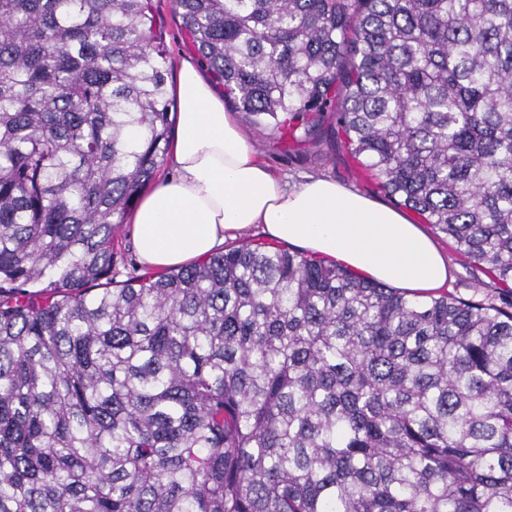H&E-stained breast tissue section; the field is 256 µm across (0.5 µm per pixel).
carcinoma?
Segmentation results:
<instances>
[{
    "instance_id": "1",
    "label": "carcinoma",
    "mask_w": 512,
    "mask_h": 512,
    "mask_svg": "<svg viewBox=\"0 0 512 512\" xmlns=\"http://www.w3.org/2000/svg\"><path fill=\"white\" fill-rule=\"evenodd\" d=\"M512 296V0H173ZM153 0H0V512H512V310L243 243L111 287L169 147Z\"/></svg>"
}]
</instances>
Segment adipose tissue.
<instances>
[{
    "instance_id": "ef3b65f1",
    "label": "adipose tissue",
    "mask_w": 512,
    "mask_h": 512,
    "mask_svg": "<svg viewBox=\"0 0 512 512\" xmlns=\"http://www.w3.org/2000/svg\"><path fill=\"white\" fill-rule=\"evenodd\" d=\"M176 95L171 173L142 195L130 215L143 264L183 265L258 225L272 240L413 293L447 286V257L404 213L325 177L310 175L292 185L276 175L194 63L182 61Z\"/></svg>"
}]
</instances>
